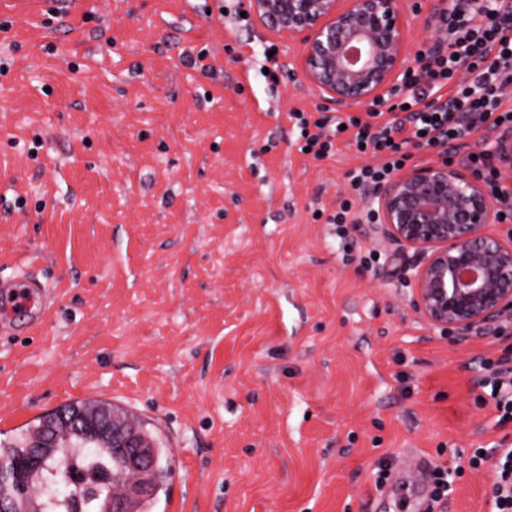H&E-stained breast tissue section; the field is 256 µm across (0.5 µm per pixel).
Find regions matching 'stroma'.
Returning <instances> with one entry per match:
<instances>
[{
	"mask_svg": "<svg viewBox=\"0 0 512 512\" xmlns=\"http://www.w3.org/2000/svg\"><path fill=\"white\" fill-rule=\"evenodd\" d=\"M248 9L0 0V277L52 295L41 331L0 335V440L95 399L167 448L154 512H406L421 463L448 467L445 512H489L493 467L468 461L512 443L485 385L512 324L441 333L413 250L313 219L370 210V158L299 152L288 114L322 101Z\"/></svg>",
	"mask_w": 512,
	"mask_h": 512,
	"instance_id": "35a3bbf8",
	"label": "stroma"
}]
</instances>
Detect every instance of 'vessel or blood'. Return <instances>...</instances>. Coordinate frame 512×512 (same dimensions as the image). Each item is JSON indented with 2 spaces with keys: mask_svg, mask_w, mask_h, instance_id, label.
I'll use <instances>...</instances> for the list:
<instances>
[{
  "mask_svg": "<svg viewBox=\"0 0 512 512\" xmlns=\"http://www.w3.org/2000/svg\"><path fill=\"white\" fill-rule=\"evenodd\" d=\"M45 318V294L41 284L21 276L0 286V328L17 324L36 328Z\"/></svg>",
  "mask_w": 512,
  "mask_h": 512,
  "instance_id": "b4317fda",
  "label": "vessel or blood"
}]
</instances>
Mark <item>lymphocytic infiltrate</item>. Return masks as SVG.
Returning <instances> with one entry per match:
<instances>
[{
    "mask_svg": "<svg viewBox=\"0 0 512 512\" xmlns=\"http://www.w3.org/2000/svg\"><path fill=\"white\" fill-rule=\"evenodd\" d=\"M456 11L448 17V42L452 54L421 53V65L404 76L407 95L385 110L357 115L307 117L292 113L304 147L317 159L334 154L335 141L349 133L357 150L376 162L351 175L357 191L377 187L400 170L409 144L451 148L467 134L489 131L512 123V112L503 110L502 98L512 88V0H454ZM470 79L447 98H440L459 68ZM494 460L496 481L491 512H512V447L474 449L469 464L480 467Z\"/></svg>",
    "mask_w": 512,
    "mask_h": 512,
    "instance_id": "f902f5d3",
    "label": "lymphocytic infiltrate"
}]
</instances>
